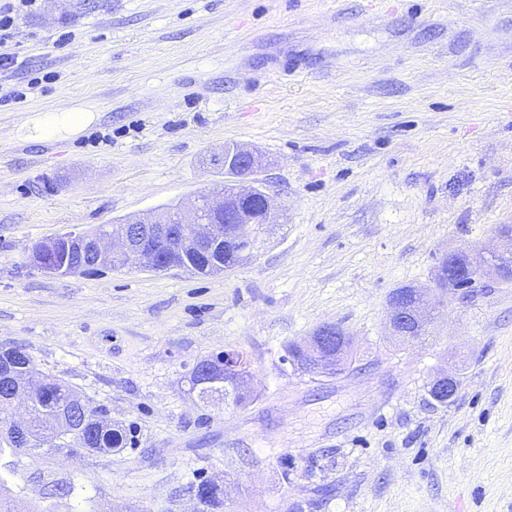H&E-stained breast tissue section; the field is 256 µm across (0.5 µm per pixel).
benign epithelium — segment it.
I'll return each mask as SVG.
<instances>
[{
	"label": "benign epithelium",
	"mask_w": 512,
	"mask_h": 512,
	"mask_svg": "<svg viewBox=\"0 0 512 512\" xmlns=\"http://www.w3.org/2000/svg\"><path fill=\"white\" fill-rule=\"evenodd\" d=\"M211 164L224 170L227 176L239 177V188L234 192L207 190L204 199L194 198L190 203L192 218L187 220L181 209L166 212L156 218L144 214L122 222L118 231H75L56 234L31 251L30 262L37 270L51 275L67 276L88 269H119L129 257L144 269L166 271L171 265L148 241L176 240L181 252L202 256L214 242L230 238L246 247L257 236L259 225L279 222V212L264 183L257 178L262 165L251 150L237 144L224 146L223 152L211 158ZM499 236L506 247L492 250L481 264L473 261L475 255L458 249L442 258L436 279L445 283L448 298L462 305L475 304L486 298L493 285L512 282V225L504 224ZM429 303L418 290L396 294L389 298V327L395 336H411L425 323L424 312ZM341 336L336 324L317 328L310 340L299 345L297 368L309 373L336 371L333 355L325 354ZM35 386L27 384L24 391L10 390L6 397L7 408L0 413V439L10 444L40 448L50 442L73 437L78 432L69 428L66 433L40 438L31 437L21 421L12 413L22 404L31 410Z\"/></svg>",
	"instance_id": "7a95c632"
}]
</instances>
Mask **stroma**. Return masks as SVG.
<instances>
[{
  "label": "stroma",
  "mask_w": 512,
  "mask_h": 512,
  "mask_svg": "<svg viewBox=\"0 0 512 512\" xmlns=\"http://www.w3.org/2000/svg\"><path fill=\"white\" fill-rule=\"evenodd\" d=\"M0 50V94H26L0 105V346L127 431L0 455L19 512H195L203 481L229 490L218 512H512V283L443 300L423 339L387 326L394 289L512 225V0H36ZM84 104L79 134L28 125ZM227 144L263 157L283 216L251 262L31 265L223 183ZM326 323L353 338L344 372L285 362ZM227 349L259 393L241 407L188 382ZM86 401V400H85ZM92 411L89 414L88 429L93 432L91 437V448H97L94 451L110 453L108 449L125 448L126 431L122 426L113 424L102 409L92 407L89 401H86Z\"/></svg>",
  "instance_id": "1"
}]
</instances>
